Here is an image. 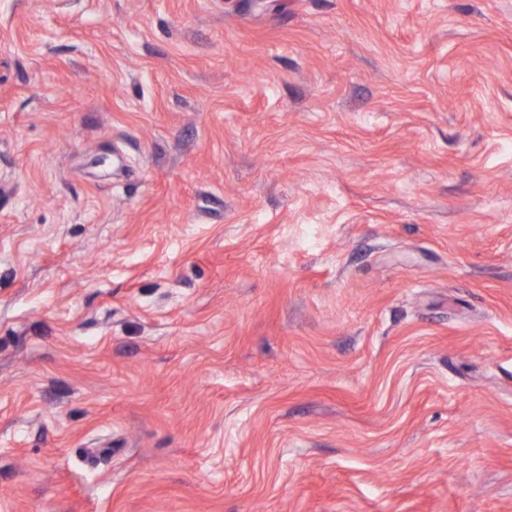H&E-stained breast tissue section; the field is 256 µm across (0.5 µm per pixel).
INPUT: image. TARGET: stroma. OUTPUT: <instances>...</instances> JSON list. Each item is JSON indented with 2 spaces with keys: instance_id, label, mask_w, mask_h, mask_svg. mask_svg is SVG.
I'll return each mask as SVG.
<instances>
[{
  "instance_id": "obj_1",
  "label": "stroma",
  "mask_w": 512,
  "mask_h": 512,
  "mask_svg": "<svg viewBox=\"0 0 512 512\" xmlns=\"http://www.w3.org/2000/svg\"><path fill=\"white\" fill-rule=\"evenodd\" d=\"M0 512H512V0H0Z\"/></svg>"
}]
</instances>
